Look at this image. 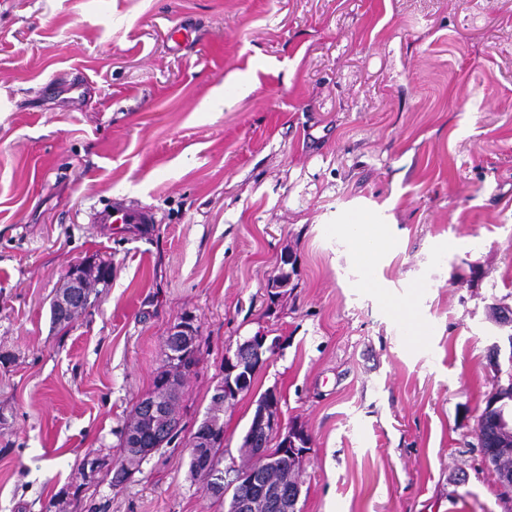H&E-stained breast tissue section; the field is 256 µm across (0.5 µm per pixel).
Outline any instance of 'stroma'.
Instances as JSON below:
<instances>
[{
	"label": "stroma",
	"instance_id": "stroma-1",
	"mask_svg": "<svg viewBox=\"0 0 512 512\" xmlns=\"http://www.w3.org/2000/svg\"><path fill=\"white\" fill-rule=\"evenodd\" d=\"M119 196L155 223H91ZM358 214L388 240L369 264ZM100 262L95 305L55 327L70 266ZM497 307L512 0H0V512H224L186 442L259 330L279 346L224 412L225 459L273 389L311 440L301 512H512L475 432L512 383ZM188 315L182 431L113 484ZM188 331H190V330H188V328L185 326V324L178 323L170 329L168 336H165V339H164V347L166 349L165 351H167L168 354L171 356H173V354H175L176 357L175 358H171L168 356H167V358L163 357V360H162L163 364L157 371V374L153 381V387L157 388L158 382L164 380V378L170 374H173L174 376H176V375L188 376L195 371V368L199 364V356L198 355L200 354V348H198L195 351L193 350V351L185 352L184 349H181L178 346V341L174 339L172 341L173 346L170 347V351H171L170 352L167 349V344H166L168 342V338L170 336L177 334L176 336L182 337V340H183L182 346L190 347L192 343L196 342L197 336H193V335L189 336L187 334ZM182 333H184V335H182Z\"/></svg>",
	"mask_w": 512,
	"mask_h": 512
}]
</instances>
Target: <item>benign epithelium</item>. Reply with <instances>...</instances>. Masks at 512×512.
<instances>
[{"mask_svg": "<svg viewBox=\"0 0 512 512\" xmlns=\"http://www.w3.org/2000/svg\"><path fill=\"white\" fill-rule=\"evenodd\" d=\"M82 278L81 267L74 265L69 269L68 284L56 299L57 309L75 313L81 311L78 303L77 288ZM278 344L277 339H269L267 332L257 331L240 341L236 348L224 354V385L218 387V394L224 397V405L230 406L238 396L251 389L254 375L269 361ZM178 388L174 379L165 380L150 397L149 427L130 426L125 431L127 455L135 460L146 458L155 449L162 447L174 431V422L167 411L169 395ZM253 419L258 431L268 441L249 442L248 447L255 458L264 463L276 464L282 460L298 466L310 450L308 434L297 426L284 425L279 409V399L273 390L267 391L257 402ZM482 442L493 439L494 447L482 453L484 463L498 468L502 457L512 455V416L499 413L493 428L479 432ZM243 474L229 467L224 475L213 476L209 484V493L220 497L224 493V484H237ZM253 490L240 505L239 512H256L262 508L265 512H298L299 497L282 486H264L252 484Z\"/></svg>", "mask_w": 512, "mask_h": 512, "instance_id": "benign-epithelium-1", "label": "benign epithelium"}]
</instances>
